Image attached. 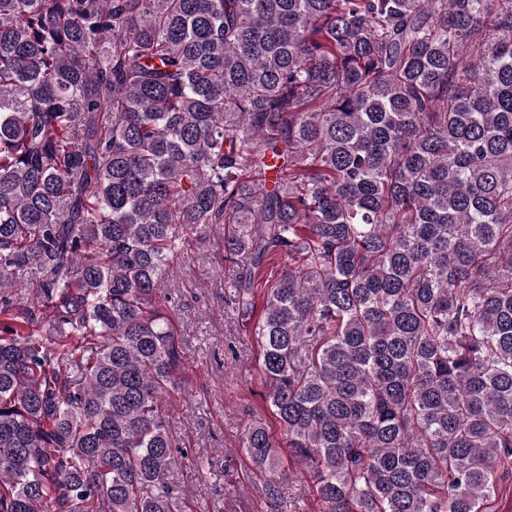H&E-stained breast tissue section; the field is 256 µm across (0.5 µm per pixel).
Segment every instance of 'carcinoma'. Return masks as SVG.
I'll return each mask as SVG.
<instances>
[{
    "mask_svg": "<svg viewBox=\"0 0 512 512\" xmlns=\"http://www.w3.org/2000/svg\"><path fill=\"white\" fill-rule=\"evenodd\" d=\"M234 304L313 512H482L512 464V0H0V512H183L163 281ZM36 270L15 285L13 272Z\"/></svg>",
    "mask_w": 512,
    "mask_h": 512,
    "instance_id": "1",
    "label": "carcinoma"
}]
</instances>
